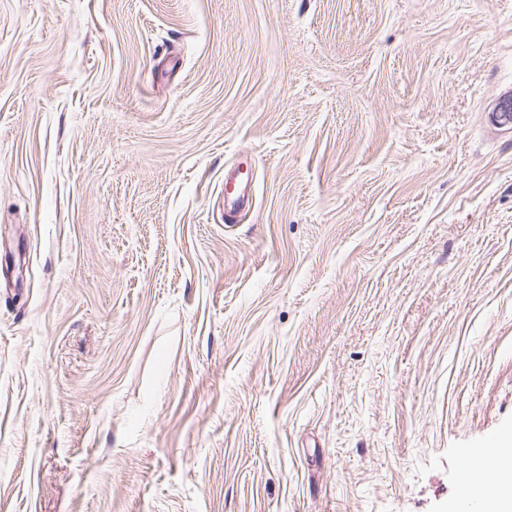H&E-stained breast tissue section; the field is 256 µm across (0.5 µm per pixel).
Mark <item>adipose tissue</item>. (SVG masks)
Returning a JSON list of instances; mask_svg holds the SVG:
<instances>
[{"instance_id":"obj_1","label":"adipose tissue","mask_w":512,"mask_h":512,"mask_svg":"<svg viewBox=\"0 0 512 512\" xmlns=\"http://www.w3.org/2000/svg\"><path fill=\"white\" fill-rule=\"evenodd\" d=\"M483 453L491 457L500 470L499 481L488 486L475 479L464 482L451 512H461L467 502L480 507L481 512H512V455L493 445L484 448Z\"/></svg>"}]
</instances>
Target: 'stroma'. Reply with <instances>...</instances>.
I'll use <instances>...</instances> for the list:
<instances>
[{
  "mask_svg": "<svg viewBox=\"0 0 512 512\" xmlns=\"http://www.w3.org/2000/svg\"><path fill=\"white\" fill-rule=\"evenodd\" d=\"M510 98L512 0H0V512H449ZM250 182L249 172H242L239 165L237 173L226 178L224 182V203L230 204V209L225 216L235 218L250 210L253 199L249 193Z\"/></svg>",
  "mask_w": 512,
  "mask_h": 512,
  "instance_id": "35a3bbf8",
  "label": "stroma"
}]
</instances>
